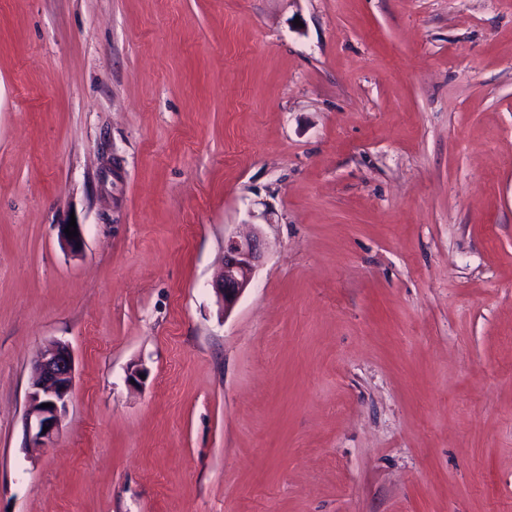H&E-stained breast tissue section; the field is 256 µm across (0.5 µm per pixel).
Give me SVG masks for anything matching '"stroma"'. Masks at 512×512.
<instances>
[{
  "label": "stroma",
  "instance_id": "obj_1",
  "mask_svg": "<svg viewBox=\"0 0 512 512\" xmlns=\"http://www.w3.org/2000/svg\"><path fill=\"white\" fill-rule=\"evenodd\" d=\"M0 512H512V0H0ZM262 256V244L258 233L225 238L221 270L212 285L225 315L250 285ZM74 381V356L67 343L54 341L36 354L24 418L31 446L49 447L59 436ZM43 403H50V407L40 408ZM43 427H48L46 433H43Z\"/></svg>",
  "mask_w": 512,
  "mask_h": 512
}]
</instances>
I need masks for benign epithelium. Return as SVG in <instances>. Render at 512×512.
Here are the masks:
<instances>
[{
  "instance_id": "obj_1",
  "label": "benign epithelium",
  "mask_w": 512,
  "mask_h": 512,
  "mask_svg": "<svg viewBox=\"0 0 512 512\" xmlns=\"http://www.w3.org/2000/svg\"><path fill=\"white\" fill-rule=\"evenodd\" d=\"M262 256L257 233L224 239L221 270L213 282L224 312H229L248 288ZM74 381V356L67 343L54 341L36 354L25 413L26 436L31 446L49 447L59 436ZM43 403L50 407H41Z\"/></svg>"
}]
</instances>
